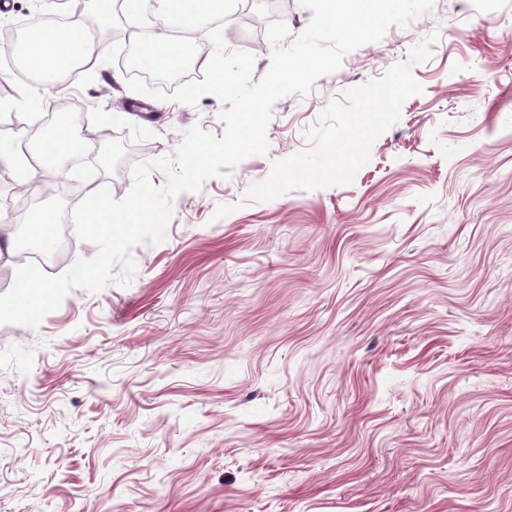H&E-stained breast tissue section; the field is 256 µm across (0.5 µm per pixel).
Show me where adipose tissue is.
<instances>
[{"mask_svg": "<svg viewBox=\"0 0 512 512\" xmlns=\"http://www.w3.org/2000/svg\"><path fill=\"white\" fill-rule=\"evenodd\" d=\"M154 24L158 33L141 44L139 62L148 69L164 71L176 63L199 59L202 47L192 39L177 40L161 27L167 21L185 20L187 24H202L213 16L224 13V0H155ZM27 50L40 70L57 72L69 62H86L97 49L88 38L84 16L71 18L68 23L53 28L32 30L27 36Z\"/></svg>", "mask_w": 512, "mask_h": 512, "instance_id": "obj_1", "label": "adipose tissue"}]
</instances>
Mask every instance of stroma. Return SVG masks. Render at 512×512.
Wrapping results in <instances>:
<instances>
[{
	"mask_svg": "<svg viewBox=\"0 0 512 512\" xmlns=\"http://www.w3.org/2000/svg\"><path fill=\"white\" fill-rule=\"evenodd\" d=\"M61 87L110 133L55 214L129 192L222 102ZM393 96H384L385 88ZM269 151L174 201L129 286L0 325V512H512V0H435L273 106Z\"/></svg>",
	"mask_w": 512,
	"mask_h": 512,
	"instance_id": "obj_1",
	"label": "stroma"
}]
</instances>
